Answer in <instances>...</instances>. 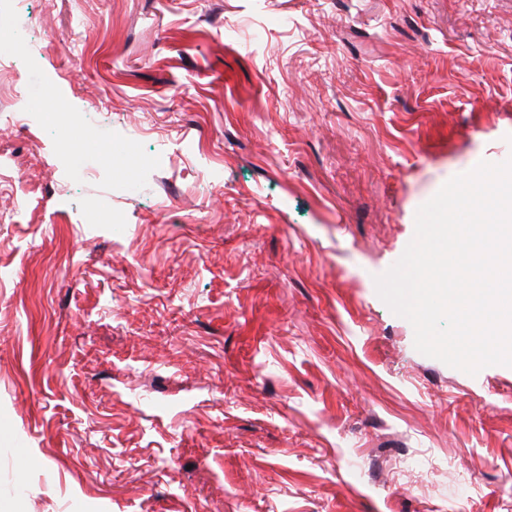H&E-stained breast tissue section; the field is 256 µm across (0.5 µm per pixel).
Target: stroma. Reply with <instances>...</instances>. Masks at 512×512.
<instances>
[{
	"mask_svg": "<svg viewBox=\"0 0 512 512\" xmlns=\"http://www.w3.org/2000/svg\"><path fill=\"white\" fill-rule=\"evenodd\" d=\"M1 29L0 512H512V367L419 353L374 281L512 157V0H0Z\"/></svg>",
	"mask_w": 512,
	"mask_h": 512,
	"instance_id": "35a3bbf8",
	"label": "stroma"
}]
</instances>
